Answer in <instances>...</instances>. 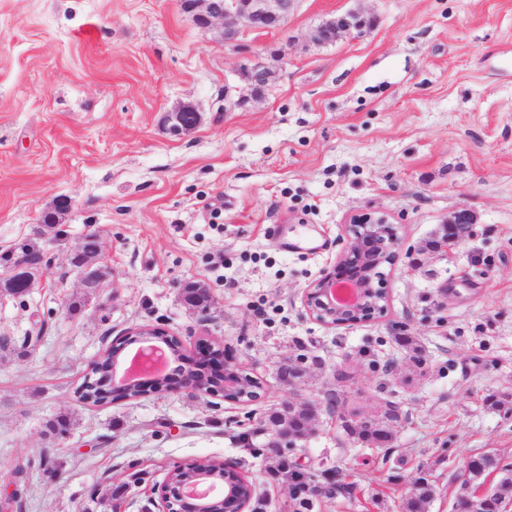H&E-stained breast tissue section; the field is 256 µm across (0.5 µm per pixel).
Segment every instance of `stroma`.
Returning <instances> with one entry per match:
<instances>
[{
    "mask_svg": "<svg viewBox=\"0 0 512 512\" xmlns=\"http://www.w3.org/2000/svg\"><path fill=\"white\" fill-rule=\"evenodd\" d=\"M350 10L373 27L312 41ZM254 59L275 69L258 96L239 73ZM183 102L201 122L177 138L163 115ZM62 196L70 208L45 229ZM462 206L477 216L472 237L432 252ZM359 219L399 228L388 310L329 327L301 296ZM92 232L107 276L71 314L82 288L70 256ZM308 232L326 251L284 249ZM29 241L48 279L0 297V479L25 469L15 512H157L152 487L203 456L238 462L264 512H292L275 455L238 434L297 399L316 404L317 425L294 457L355 486L312 512H401L421 471L429 512H452L470 456L512 464V416L485 404L512 393V0H297L280 28L237 46L180 0H0V267ZM195 283L208 309L185 303ZM145 322L193 361L217 337L261 399L151 389L80 401L90 363ZM286 363L296 382L280 380ZM389 402L401 414L389 449L353 441L347 416L377 418ZM61 413L69 436L45 439ZM135 471L141 484L112 502Z\"/></svg>",
    "mask_w": 512,
    "mask_h": 512,
    "instance_id": "obj_1",
    "label": "stroma"
}]
</instances>
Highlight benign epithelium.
I'll use <instances>...</instances> for the list:
<instances>
[{
	"label": "benign epithelium",
	"instance_id": "obj_1",
	"mask_svg": "<svg viewBox=\"0 0 512 512\" xmlns=\"http://www.w3.org/2000/svg\"><path fill=\"white\" fill-rule=\"evenodd\" d=\"M184 10L193 13L194 19L201 27L221 24L222 37L227 44L239 42L244 31H264L278 27L293 12L295 0H181ZM371 18L363 13L348 11L320 23L313 34L318 43H331L348 35L361 36L368 28ZM241 72L245 73L249 85L253 88L268 83L271 70L259 61H250ZM164 122L169 133L174 137L185 135L200 123V113L191 104H180L165 113ZM476 215L467 208L454 211L443 222L445 233L456 245L466 242L472 234V224ZM349 243L344 253L337 259L333 270L314 281L303 295L306 312L316 321L329 326H351L361 321H369L385 311L383 302L387 300L386 274L382 268L393 264L396 258L399 238L391 224L382 221L366 220L352 224L348 230ZM79 269L82 286L93 289L106 277V269L98 264L96 258L85 254V242H80L73 257ZM38 262L37 255L20 258L17 262L0 270V280H11L25 290L34 287V279L27 276L28 267ZM348 282L357 290L354 302H339L334 289L339 283ZM164 337L168 346L174 345L176 337L168 336L161 328L143 323L127 330L124 336L116 340L112 347V367L107 369L106 377L113 380L112 394L117 399L131 400L129 388L141 381L139 377L116 378L121 346L130 344L140 338L150 339ZM200 350L206 354L207 362L170 376L165 381V390H179L197 393L201 396L224 393L235 385L244 370L230 363H217L215 357L220 354L218 343L205 341ZM302 437L288 431L273 429L267 420H262L239 433V442L244 448H268L276 455L286 456L297 447ZM295 467L304 472L307 479L302 483L288 486L291 499L336 498V485L339 481L330 474L319 480L318 477L300 464ZM240 477L239 467L224 461L218 476L199 477L193 483L174 484L171 477L152 488L157 495L158 512H211L204 508L202 501L212 496L217 486H229ZM222 512H248L247 505L233 493L224 492L218 496ZM481 509V512H512V502L496 494L491 484L478 487L460 484L455 497L454 512H474L469 505Z\"/></svg>",
	"mask_w": 512,
	"mask_h": 512
}]
</instances>
